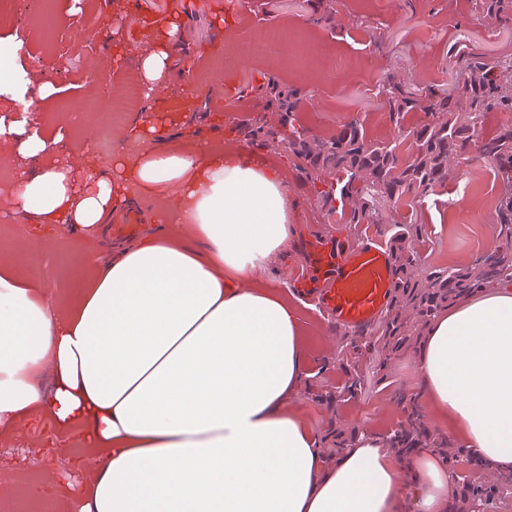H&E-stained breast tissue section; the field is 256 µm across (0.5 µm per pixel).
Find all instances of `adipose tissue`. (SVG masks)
Wrapping results in <instances>:
<instances>
[{"mask_svg":"<svg viewBox=\"0 0 512 512\" xmlns=\"http://www.w3.org/2000/svg\"><path fill=\"white\" fill-rule=\"evenodd\" d=\"M179 20L137 63L141 88L166 76ZM52 77L0 64V92L23 111ZM148 142L133 156L128 138ZM63 133L24 123L0 140L36 163L0 187L38 239L59 228L100 238L119 205L151 202V227L108 257L77 255L68 298L0 260V434L36 415L83 429L90 479L30 512H448L453 478L433 449L401 457L351 427L326 459L289 408L307 376V325L284 288L259 275L286 259L298 227L282 174L240 150L187 142L163 110L125 120L100 167L53 160ZM412 359L434 423L461 448L512 471V281L436 314Z\"/></svg>","mask_w":512,"mask_h":512,"instance_id":"obj_1","label":"adipose tissue"}]
</instances>
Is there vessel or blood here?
Returning <instances> with one entry per match:
<instances>
[{
  "label": "vessel or blood",
  "mask_w": 512,
  "mask_h": 512,
  "mask_svg": "<svg viewBox=\"0 0 512 512\" xmlns=\"http://www.w3.org/2000/svg\"><path fill=\"white\" fill-rule=\"evenodd\" d=\"M305 267L295 283L300 296L318 305L347 332L368 331L393 296L395 261L372 238L349 244L341 238L307 240Z\"/></svg>",
  "instance_id": "1"
}]
</instances>
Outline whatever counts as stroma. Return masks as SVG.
<instances>
[{
  "instance_id": "35a3bbf8",
  "label": "stroma",
  "mask_w": 512,
  "mask_h": 512,
  "mask_svg": "<svg viewBox=\"0 0 512 512\" xmlns=\"http://www.w3.org/2000/svg\"><path fill=\"white\" fill-rule=\"evenodd\" d=\"M100 29L91 39L81 32L87 16H67L69 0H15L18 21L0 28V44L14 48L15 63L34 74L54 75L60 88L50 101L27 115L30 124L51 134L60 114L73 115L67 126L64 160L74 167H91L112 149V134L79 121L87 95L106 101L136 88V63L149 46V36L162 27L172 11L181 14L180 37L185 58L175 66L191 70L189 80L170 76L160 80L140 108L186 102L182 126L216 147L240 148L260 156L262 164L279 168L288 185L290 213L298 224V240L338 235L344 238L386 240L385 225L398 220L425 227L427 243L419 251L429 268L471 265L491 251L489 238L498 226L497 201L504 187L493 160L476 148L449 157L447 182L425 196L402 198L397 210L384 211L382 223L355 227L341 223L324 207L320 193L334 181L331 172L307 177L283 146L254 141V122L278 129L276 112L260 88L276 78L300 97L297 120L310 138L322 139L344 125L363 123L372 139L398 142L400 158H407L411 139L390 121L379 96L380 84L393 76L417 89L427 85L448 89L454 83L459 48L489 55L512 54V27H494L461 10L458 0H248L245 15L224 21L225 10L215 0H91ZM263 29L302 34L309 50L296 55L282 44L253 54L252 44ZM129 49L123 65L110 68L107 44ZM233 79L238 95H224L225 79ZM199 86L188 98L186 83ZM303 316L312 328L308 338V377L290 401L291 409L320 437L336 427L361 425L373 433L397 423L401 410L398 392L422 391L409 352L390 364L380 385L365 378L358 399L336 400V385L344 378L336 355L347 337L315 304ZM90 450L82 430L59 431L47 418H30L17 433L0 435V489L27 467L40 478L26 483L23 495L67 493L88 469Z\"/></svg>"
}]
</instances>
